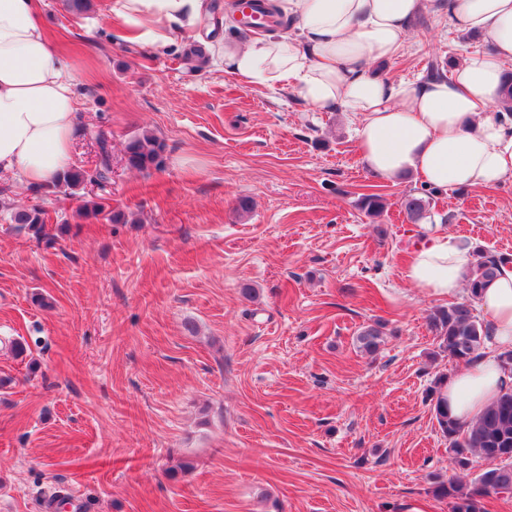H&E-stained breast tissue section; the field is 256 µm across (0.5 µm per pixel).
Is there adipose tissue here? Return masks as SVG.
<instances>
[{"instance_id":"adipose-tissue-1","label":"adipose tissue","mask_w":512,"mask_h":512,"mask_svg":"<svg viewBox=\"0 0 512 512\" xmlns=\"http://www.w3.org/2000/svg\"><path fill=\"white\" fill-rule=\"evenodd\" d=\"M445 25L489 40L449 75L394 81L376 66L402 48L410 21L427 6ZM299 23L243 45L224 43V72L244 85L278 87L322 112L356 122L360 156L373 174L409 176L451 191L512 184V113L500 101L512 62V0H271ZM119 37L161 47L171 31L195 33L204 0H108ZM77 70L54 55L38 0H0V173L28 186L51 183L73 164ZM474 260L439 224L425 225L408 252L405 280L434 298L461 294ZM478 306L490 347L444 380L449 413L475 422L512 386L501 356L512 351V261H504Z\"/></svg>"}]
</instances>
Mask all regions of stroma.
<instances>
[{"mask_svg":"<svg viewBox=\"0 0 512 512\" xmlns=\"http://www.w3.org/2000/svg\"><path fill=\"white\" fill-rule=\"evenodd\" d=\"M41 11L83 77L74 165L94 169L103 137L112 173L73 197L0 177V512H48L61 491L88 512H453L427 394L457 363L427 324L442 299L402 277L421 226L401 202L427 198V223L512 257V185L379 178L340 113L225 76L224 36L256 38L242 24L215 29L192 73L187 33L141 47L105 0ZM486 47L425 11L384 70L424 79ZM142 133L165 143L162 169L127 165ZM371 192L377 217L358 206ZM99 197L138 222L81 218ZM34 205L41 240L9 219ZM374 323L371 354L355 337Z\"/></svg>","mask_w":512,"mask_h":512,"instance_id":"35a3bbf8","label":"stroma"}]
</instances>
